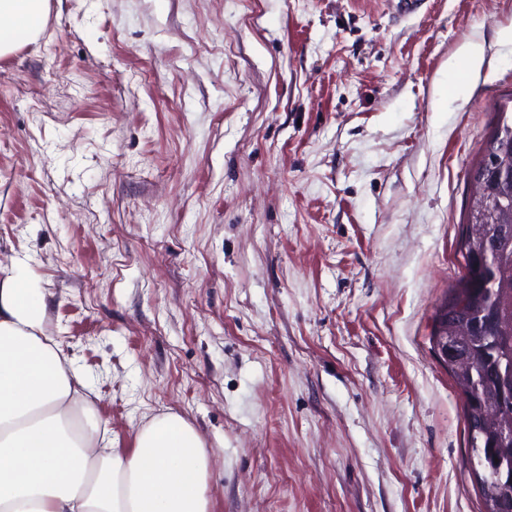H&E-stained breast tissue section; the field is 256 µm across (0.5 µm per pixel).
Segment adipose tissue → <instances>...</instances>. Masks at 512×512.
I'll return each mask as SVG.
<instances>
[{
	"mask_svg": "<svg viewBox=\"0 0 512 512\" xmlns=\"http://www.w3.org/2000/svg\"><path fill=\"white\" fill-rule=\"evenodd\" d=\"M46 13L47 0H0V57L36 39ZM45 308L24 270L0 279V512H208L197 430L169 411L121 447L46 336Z\"/></svg>",
	"mask_w": 512,
	"mask_h": 512,
	"instance_id": "obj_1",
	"label": "adipose tissue"
}]
</instances>
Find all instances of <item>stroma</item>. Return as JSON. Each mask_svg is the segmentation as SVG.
Listing matches in <instances>:
<instances>
[{
  "label": "stroma",
  "instance_id": "stroma-1",
  "mask_svg": "<svg viewBox=\"0 0 512 512\" xmlns=\"http://www.w3.org/2000/svg\"><path fill=\"white\" fill-rule=\"evenodd\" d=\"M509 26L512 0H48L0 57V278L25 264L122 447L179 412L210 512H480L431 336ZM464 60L459 62L456 57L448 59V73L457 70L462 64L468 65L471 70H478L484 60V46L482 43L474 41L467 44L464 50Z\"/></svg>",
  "mask_w": 512,
  "mask_h": 512
}]
</instances>
